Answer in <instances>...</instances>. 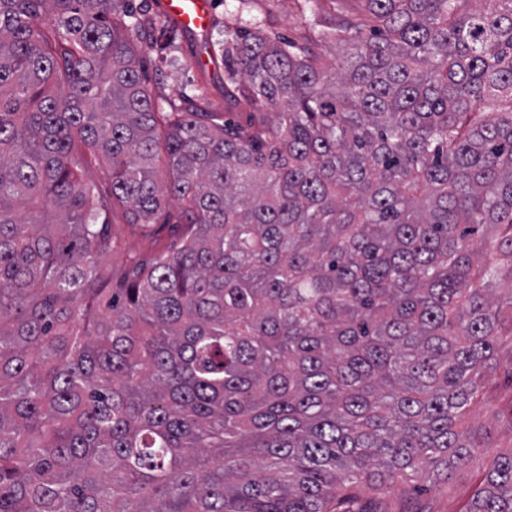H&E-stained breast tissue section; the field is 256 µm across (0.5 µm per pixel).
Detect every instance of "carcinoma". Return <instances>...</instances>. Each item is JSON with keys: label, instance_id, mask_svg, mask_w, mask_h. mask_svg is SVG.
<instances>
[{"label": "carcinoma", "instance_id": "obj_1", "mask_svg": "<svg viewBox=\"0 0 512 512\" xmlns=\"http://www.w3.org/2000/svg\"><path fill=\"white\" fill-rule=\"evenodd\" d=\"M365 2L290 50L225 24L221 111L154 103L171 21L0 0V512H350L473 457L512 324V0ZM117 204L182 230L120 281ZM462 512H512V452Z\"/></svg>", "mask_w": 512, "mask_h": 512}]
</instances>
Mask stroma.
Instances as JSON below:
<instances>
[{"mask_svg": "<svg viewBox=\"0 0 512 512\" xmlns=\"http://www.w3.org/2000/svg\"><path fill=\"white\" fill-rule=\"evenodd\" d=\"M215 21L205 33L181 34L170 43L166 55L142 47L141 69L146 86L158 99L181 102L183 97L206 94L214 102L224 98V74L214 65L187 69L189 53L206 55L215 41L223 39L225 23L244 29L262 25L267 36L278 43H294L306 35L313 23L325 16L345 14L358 8V0H212ZM112 236L120 246L106 257L113 278L128 272V254L150 261L176 238L171 228H160L150 239L129 224L121 207L110 215ZM466 424L483 446L467 465L452 470L447 479L434 482L412 475L394 483L386 503L392 512H408L418 506L424 512H460L469 494L480 482L486 466L497 454L512 451V336L501 337L495 359L484 371L479 396L473 401Z\"/></svg>", "mask_w": 512, "mask_h": 512, "instance_id": "stroma-1", "label": "stroma"}]
</instances>
